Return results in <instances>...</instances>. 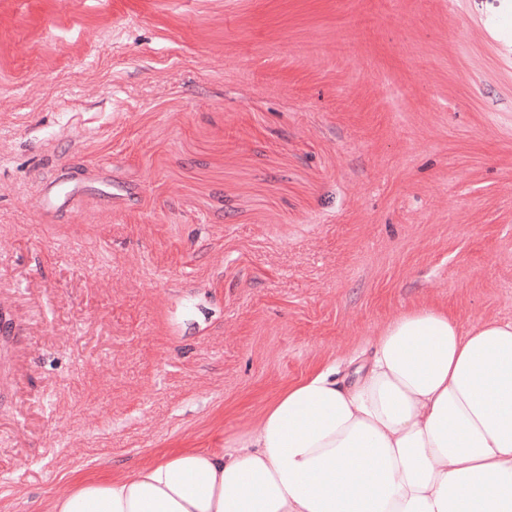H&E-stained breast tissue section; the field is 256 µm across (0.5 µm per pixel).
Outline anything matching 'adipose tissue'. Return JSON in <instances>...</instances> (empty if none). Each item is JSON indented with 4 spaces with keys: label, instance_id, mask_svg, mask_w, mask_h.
I'll list each match as a JSON object with an SVG mask.
<instances>
[{
    "label": "adipose tissue",
    "instance_id": "adipose-tissue-1",
    "mask_svg": "<svg viewBox=\"0 0 512 512\" xmlns=\"http://www.w3.org/2000/svg\"><path fill=\"white\" fill-rule=\"evenodd\" d=\"M290 385L227 448L85 481L47 512H512V320L402 313L346 384Z\"/></svg>",
    "mask_w": 512,
    "mask_h": 512
}]
</instances>
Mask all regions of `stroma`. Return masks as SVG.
<instances>
[{"instance_id":"obj_1","label":"stroma","mask_w":512,"mask_h":512,"mask_svg":"<svg viewBox=\"0 0 512 512\" xmlns=\"http://www.w3.org/2000/svg\"><path fill=\"white\" fill-rule=\"evenodd\" d=\"M0 303V512L512 320V0H0Z\"/></svg>"}]
</instances>
